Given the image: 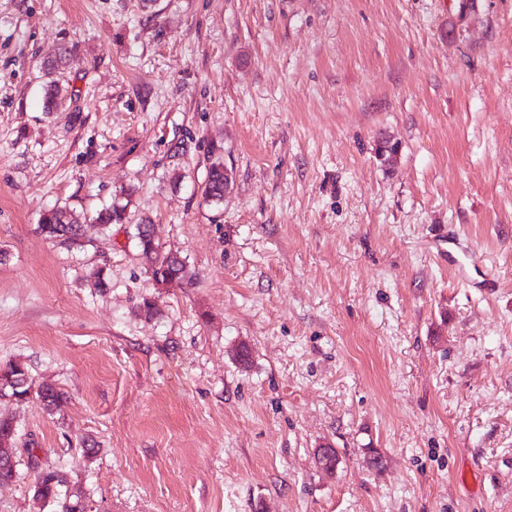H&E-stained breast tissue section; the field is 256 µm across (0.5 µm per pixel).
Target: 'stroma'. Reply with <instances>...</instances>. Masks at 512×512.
I'll return each mask as SVG.
<instances>
[{
    "mask_svg": "<svg viewBox=\"0 0 512 512\" xmlns=\"http://www.w3.org/2000/svg\"><path fill=\"white\" fill-rule=\"evenodd\" d=\"M462 2L0 0V363L33 390L0 512L59 463L86 512H512V0ZM143 216L191 283L154 286ZM226 170L224 163L221 161L214 162L209 167L204 188V195L208 201L216 204L222 203L224 201V192L225 194L230 192L232 179L228 170V177L226 176ZM228 178L229 182L224 188V179L228 181ZM126 219V206L111 203L99 210L91 220L99 224L104 231H109L112 224H122ZM86 221V215L77 214L66 205L57 206L40 215L36 232L45 239L74 242L82 236L83 223Z\"/></svg>",
    "mask_w": 512,
    "mask_h": 512,
    "instance_id": "obj_1",
    "label": "stroma"
}]
</instances>
